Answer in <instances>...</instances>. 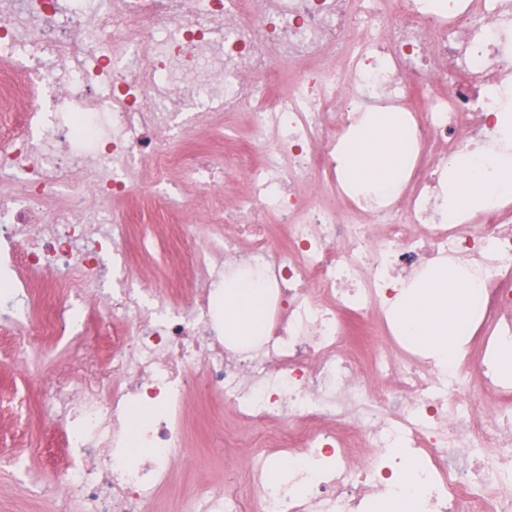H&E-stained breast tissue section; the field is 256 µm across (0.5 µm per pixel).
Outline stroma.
I'll list each match as a JSON object with an SVG mask.
<instances>
[{"label":"stroma","mask_w":512,"mask_h":512,"mask_svg":"<svg viewBox=\"0 0 512 512\" xmlns=\"http://www.w3.org/2000/svg\"><path fill=\"white\" fill-rule=\"evenodd\" d=\"M249 128L234 123L228 136L195 132L179 150L191 159L217 149H234L246 143ZM166 201L152 192L150 173H143L138 187L127 197L113 200L109 212L127 226L125 249L132 278L146 277L153 287L176 289L185 298L190 280L180 265L172 262L168 243L175 229L162 221ZM86 332L78 341L36 344L26 368L13 363L9 340L0 338V399L17 400L19 412L0 416V512H57L56 505L42 498L22 495L28 482L48 483L60 476L66 460L45 453L49 426V399L56 391L73 385L86 390H106L112 379V361L100 341L112 331L114 316L106 306L86 305ZM236 422L229 410L204 394H193L185 420L186 451L175 464L172 483L161 490L152 512H178L181 502L194 490L198 469H205L212 484L225 486V473L244 468L234 449L225 447L224 434ZM20 456L24 467L15 469L8 461Z\"/></svg>","instance_id":"35a3bbf8"}]
</instances>
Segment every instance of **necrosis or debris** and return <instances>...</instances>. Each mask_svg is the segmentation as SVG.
Masks as SVG:
<instances>
[{
    "mask_svg": "<svg viewBox=\"0 0 512 512\" xmlns=\"http://www.w3.org/2000/svg\"><path fill=\"white\" fill-rule=\"evenodd\" d=\"M115 25L95 49L102 14ZM512 0H0V267L50 275L62 302L33 317L0 289V334L25 349L77 335L82 302L120 318L104 342L106 392L56 393L71 463L64 512H149L184 455L193 376L253 437L233 491L202 481L182 512H384L414 484L412 512H512V204L448 214L442 178L460 154L501 149L497 113L512 92ZM404 112L419 151L404 180L361 200L336 149L367 110ZM250 112L240 156H180L170 129H224ZM156 185L178 172L186 199L243 176L220 231L197 246L186 302L121 288L126 227L98 202L129 193L138 163ZM58 206L47 207L51 198ZM284 231L274 245L262 215ZM482 290L467 361L428 365L387 320L404 284L433 261ZM270 285L262 340L230 344L219 289L238 268ZM115 287H107V280ZM351 318L381 341L356 352ZM295 468L269 478L272 454ZM319 462L317 470L302 457Z\"/></svg>",
    "mask_w": 512,
    "mask_h": 512,
    "instance_id": "4bbe7bcc",
    "label": "necrosis or debris"
}]
</instances>
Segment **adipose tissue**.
<instances>
[{
  "label": "adipose tissue",
  "instance_id": "adipose-tissue-1",
  "mask_svg": "<svg viewBox=\"0 0 512 512\" xmlns=\"http://www.w3.org/2000/svg\"><path fill=\"white\" fill-rule=\"evenodd\" d=\"M414 144L402 116L385 121L366 117L339 150L341 172L352 191L363 196L397 186ZM457 187L448 195V212L476 210L492 198L512 193V153L478 152L453 166ZM480 290L463 271L438 266L393 302L392 313L408 336L427 346L436 363L448 365L458 341L467 335ZM265 290L255 281L224 283V325L234 336H258L264 327Z\"/></svg>",
  "mask_w": 512,
  "mask_h": 512
}]
</instances>
